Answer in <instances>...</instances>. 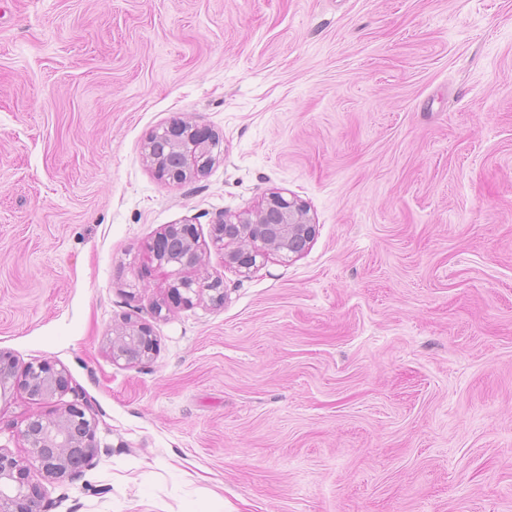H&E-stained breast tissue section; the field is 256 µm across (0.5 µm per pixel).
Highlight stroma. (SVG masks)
<instances>
[{"instance_id": "35a3bbf8", "label": "stroma", "mask_w": 512, "mask_h": 512, "mask_svg": "<svg viewBox=\"0 0 512 512\" xmlns=\"http://www.w3.org/2000/svg\"><path fill=\"white\" fill-rule=\"evenodd\" d=\"M176 118L219 140L179 185ZM277 189L315 238L241 275L212 221ZM168 224L222 302L171 303ZM0 349L69 373L0 446L97 422L39 512H512V0H0ZM218 144L207 128L177 119L149 136L144 156L159 177L181 184L209 169L215 161L214 150ZM158 145L163 147V155ZM171 155L176 157L177 164L165 166L163 159ZM108 349L113 363L123 360L126 364L149 359L155 348L151 330L144 324L127 319L112 332Z\"/></svg>"}]
</instances>
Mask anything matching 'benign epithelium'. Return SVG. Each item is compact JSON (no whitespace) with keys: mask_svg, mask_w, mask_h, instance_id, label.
Wrapping results in <instances>:
<instances>
[{"mask_svg":"<svg viewBox=\"0 0 512 512\" xmlns=\"http://www.w3.org/2000/svg\"><path fill=\"white\" fill-rule=\"evenodd\" d=\"M217 147L218 141L207 128L177 119L149 136L144 156L159 177L181 184L209 169ZM213 232L224 248V265L248 275L258 268L257 259L270 254L285 262L302 256L314 238L316 225L303 201L274 191L255 209L218 216ZM149 253L158 265L174 268L169 288L176 301L190 303L191 296L205 293L214 302L222 301L221 277L197 280L185 275L202 263L194 225L166 226L149 245ZM154 348L150 328L130 319L112 332L108 342L114 363L146 360ZM17 374L15 359L0 350V389ZM23 376L24 388L33 398L49 399L68 389V372L63 365L30 363L24 367ZM95 428V419L86 417L85 409L77 403L50 415L29 416L19 431L28 445V456L17 458L0 448V512H35L42 495L39 478L80 475L98 453Z\"/></svg>","mask_w":512,"mask_h":512,"instance_id":"1","label":"benign epithelium"}]
</instances>
